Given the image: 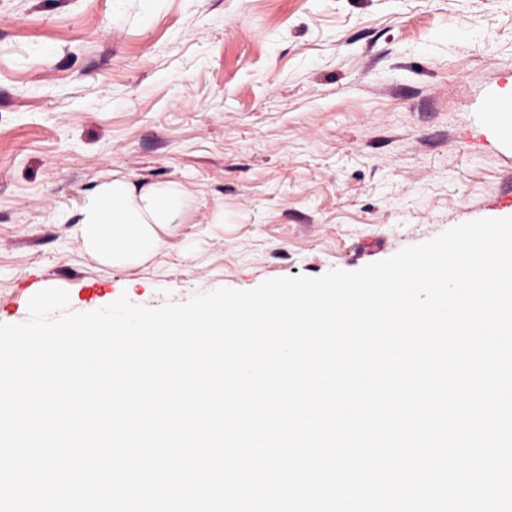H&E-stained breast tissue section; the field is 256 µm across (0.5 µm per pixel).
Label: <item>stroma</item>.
Instances as JSON below:
<instances>
[{"label":"stroma","instance_id":"stroma-1","mask_svg":"<svg viewBox=\"0 0 512 512\" xmlns=\"http://www.w3.org/2000/svg\"><path fill=\"white\" fill-rule=\"evenodd\" d=\"M512 0H0V324L355 271L502 215ZM178 184L165 245L73 229L102 184Z\"/></svg>","mask_w":512,"mask_h":512}]
</instances>
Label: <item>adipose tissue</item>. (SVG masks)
Instances as JSON below:
<instances>
[{"instance_id": "obj_1", "label": "adipose tissue", "mask_w": 512, "mask_h": 512, "mask_svg": "<svg viewBox=\"0 0 512 512\" xmlns=\"http://www.w3.org/2000/svg\"><path fill=\"white\" fill-rule=\"evenodd\" d=\"M183 209L184 193L175 185L138 188L115 179L98 188L75 232L105 261L131 263L162 246L160 230L180 223Z\"/></svg>"}]
</instances>
